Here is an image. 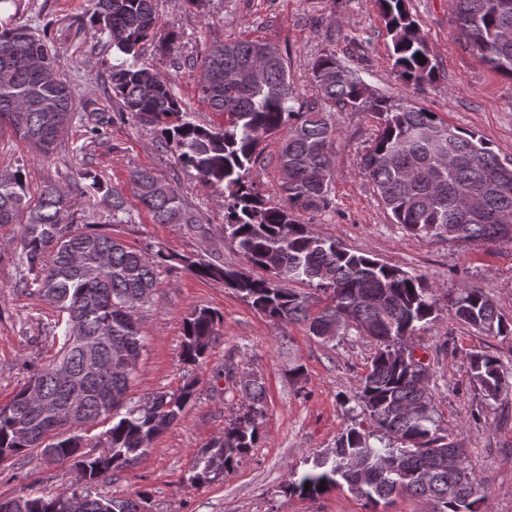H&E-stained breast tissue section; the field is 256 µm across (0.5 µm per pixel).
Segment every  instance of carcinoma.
Returning a JSON list of instances; mask_svg holds the SVG:
<instances>
[{
	"instance_id": "carcinoma-1",
	"label": "carcinoma",
	"mask_w": 512,
	"mask_h": 512,
	"mask_svg": "<svg viewBox=\"0 0 512 512\" xmlns=\"http://www.w3.org/2000/svg\"><path fill=\"white\" fill-rule=\"evenodd\" d=\"M393 44L394 67L409 84L433 81L426 35L405 0H378ZM456 30L497 73L512 79V0H451ZM94 19L107 34L117 63L112 65V94L122 111L157 131L176 160L196 172L206 186L224 187V236L245 260L226 268L204 257L183 262L196 275L224 281L251 307L273 321L308 326L316 338L336 320L344 330L377 341L367 374L356 395L368 426L348 428L329 455L291 483L308 496L343 484L374 508L394 495L422 498L430 512H488L482 481L468 464L465 450L440 432L432 396L413 368L394 357L419 323L434 312L432 287L423 278L370 257L352 253L335 240L315 234L297 213L329 207L333 178L331 146L336 128L329 113L364 110L377 115L379 131L359 163L394 223L412 235L450 242L512 240V161L503 162L491 144L473 131L448 125L434 112L409 102L395 103L373 94L358 70L321 55L312 67L320 103L295 100L281 51L255 83L225 80L251 63L262 39L240 38L212 45L196 76L202 101L227 117L222 126H204L182 111L168 79L137 64L144 44L158 29L154 0H94ZM423 55L426 61L417 59ZM58 56L29 26L0 23V125L49 157L62 145L77 106L70 84L58 69ZM282 135L278 164L288 175L282 199L268 201L249 178L263 153L264 139ZM132 194L156 224H200L180 192L148 168L131 172ZM101 203L120 224L126 200L108 188ZM69 194L56 183L28 198L21 170H0V224H20V285L67 315L62 343L53 360L38 370L6 405H0V463L39 449L48 459L73 462L85 472L84 486L54 495L12 498L13 512H143L144 494L103 497L98 477L134 464L153 442L179 421L194 395V383L178 392L126 399L134 369L128 359L145 347L140 326L131 320L151 303L157 268L172 256L133 250L112 234L79 230L68 221ZM259 269L264 275L254 274ZM304 282L311 292L287 287ZM453 316L488 333L502 334L509 324L480 288H460L450 299ZM217 315L196 308L184 322L183 361H205L215 336ZM111 329L101 350L102 369L83 367L73 336H98ZM472 380L488 400L512 392L497 360L466 355ZM62 400L79 389L84 420L111 422L102 449L82 451V437L55 411L35 408L30 390ZM248 410L201 449L193 483L212 482L238 467L259 440L258 412L266 388L260 378L242 381ZM310 488H305V484Z\"/></svg>"
}]
</instances>
